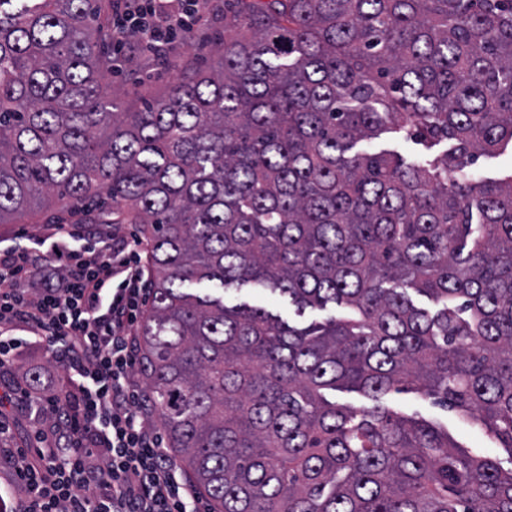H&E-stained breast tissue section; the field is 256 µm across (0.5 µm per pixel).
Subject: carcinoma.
<instances>
[{"mask_svg":"<svg viewBox=\"0 0 512 512\" xmlns=\"http://www.w3.org/2000/svg\"><path fill=\"white\" fill-rule=\"evenodd\" d=\"M108 16L0 0V224L105 194L138 225V367L211 512H512V174L477 169L512 152V0H224V36L188 35L209 67L138 105L104 82ZM512 158L506 152L499 156L480 158L477 167L484 173V176L504 178L511 170ZM226 296L235 302L247 301L256 305H268L276 308L277 311H283L285 315L288 314L287 303H279L274 296L260 290L243 288L241 291H236L234 288H231L226 292ZM383 403L394 411L405 414L417 413L426 420L448 428L450 435L475 453L491 456L499 454L503 457L501 448H490L493 445L487 438L463 421L455 411H447L433 405L430 400L423 399L418 394L391 392Z\"/></svg>","mask_w":512,"mask_h":512,"instance_id":"obj_1","label":"carcinoma"}]
</instances>
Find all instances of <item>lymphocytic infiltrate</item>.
Segmentation results:
<instances>
[{"mask_svg": "<svg viewBox=\"0 0 512 512\" xmlns=\"http://www.w3.org/2000/svg\"><path fill=\"white\" fill-rule=\"evenodd\" d=\"M199 22L197 0H114L112 33L164 52ZM138 241L108 229L51 224L45 238L0 247V369L35 347L56 368L23 397L30 448L0 447L10 512H202L171 460L136 375L150 271Z\"/></svg>", "mask_w": 512, "mask_h": 512, "instance_id": "f902f5d3", "label": "lymphocytic infiltrate"}]
</instances>
